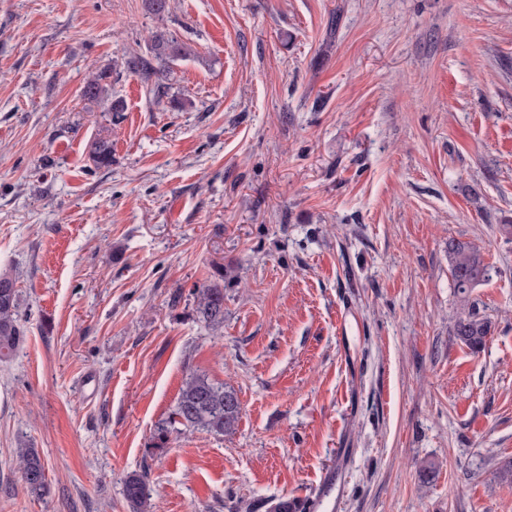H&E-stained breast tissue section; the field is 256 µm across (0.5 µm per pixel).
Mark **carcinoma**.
<instances>
[{"label":"carcinoma","instance_id":"carcinoma-1","mask_svg":"<svg viewBox=\"0 0 512 512\" xmlns=\"http://www.w3.org/2000/svg\"><path fill=\"white\" fill-rule=\"evenodd\" d=\"M187 55L186 47L164 31L153 36L150 58L132 56L126 61L127 70L154 80L151 92L161 97L162 76L170 64ZM105 75L91 76L83 87V97L88 100L110 101V111H124L121 99L112 98ZM89 159L95 167L112 164V143L104 138L94 140ZM448 260L454 288L463 311L453 329V336L473 351L481 350L491 335L488 320L478 316L469 306V295L473 288L489 279L490 268L476 247L461 241L448 243ZM197 319L207 327L218 331L224 327V272L217 270L214 278L192 289ZM21 295L15 278L0 274V361L13 357L24 336L20 319ZM241 402L234 388L209 380L203 375H192L182 386L174 410L167 421L157 427L156 448L166 447L172 433L205 431L226 436L235 433L241 418ZM19 470L27 492L37 498L47 490L46 466L34 448L19 449ZM153 489L147 472L132 473L124 483V497L131 512H147Z\"/></svg>","mask_w":512,"mask_h":512}]
</instances>
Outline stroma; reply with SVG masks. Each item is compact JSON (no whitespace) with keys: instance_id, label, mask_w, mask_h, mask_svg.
<instances>
[{"instance_id":"35a3bbf8","label":"stroma","mask_w":512,"mask_h":512,"mask_svg":"<svg viewBox=\"0 0 512 512\" xmlns=\"http://www.w3.org/2000/svg\"><path fill=\"white\" fill-rule=\"evenodd\" d=\"M158 30L189 49L159 99L125 65ZM101 72L121 116L82 95ZM507 219L512 0H0V271L25 330L0 362V512H130L141 471L149 512H512ZM453 239L490 268L477 352L452 334ZM218 266L216 334L191 291ZM196 373L237 391L236 433L155 450ZM18 454L21 480L27 492L33 497H43L47 490L44 460L34 448H21ZM123 492L132 512H147L153 492L147 472L127 476Z\"/></svg>"}]
</instances>
